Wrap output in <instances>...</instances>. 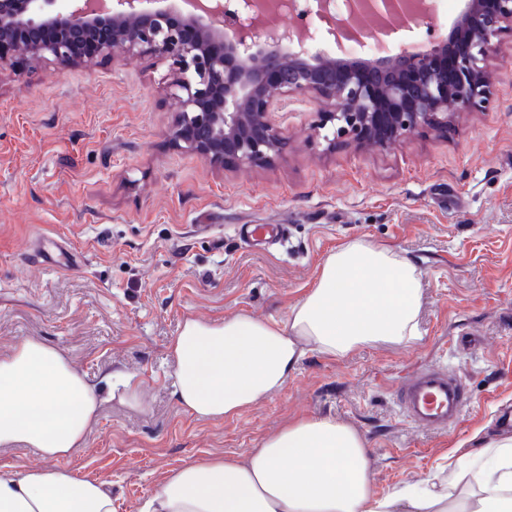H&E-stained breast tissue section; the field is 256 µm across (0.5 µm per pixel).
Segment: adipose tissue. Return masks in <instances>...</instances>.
I'll use <instances>...</instances> for the list:
<instances>
[{"label":"adipose tissue","mask_w":512,"mask_h":512,"mask_svg":"<svg viewBox=\"0 0 512 512\" xmlns=\"http://www.w3.org/2000/svg\"><path fill=\"white\" fill-rule=\"evenodd\" d=\"M421 272L404 253L362 239L324 259L315 284L285 320L239 314L186 319L169 345L173 396L199 421H220L281 392L308 351L342 359L379 344L419 339ZM131 376L90 382L58 348L37 340L0 356V447L23 444L41 467L0 465V512H115L106 482L65 462ZM447 457L448 479L404 484L381 497L369 450L330 416L289 421L247 456L208 454L169 469L138 512H512V435L476 430Z\"/></svg>","instance_id":"adipose-tissue-1"}]
</instances>
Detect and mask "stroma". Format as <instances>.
<instances>
[{
    "label": "stroma",
    "mask_w": 512,
    "mask_h": 512,
    "mask_svg": "<svg viewBox=\"0 0 512 512\" xmlns=\"http://www.w3.org/2000/svg\"><path fill=\"white\" fill-rule=\"evenodd\" d=\"M465 0H432L395 46L448 34ZM491 96L447 135L425 128L385 148L328 144L314 102L279 121L271 163L217 167L176 146L175 76L147 54L61 72L0 71V353L27 338L62 350L90 381L135 376L139 402L106 404L67 465L137 512L160 476L204 454H248L303 415H332L367 440L378 495L433 477L441 456L512 409V34L487 64ZM243 224H283L279 243ZM78 255L30 263L39 238ZM365 239L415 258L420 339L337 360L307 352L279 394L232 420L201 422L173 391L168 346L185 319L281 320L336 247ZM460 375L474 406L448 432L398 412L406 369Z\"/></svg>",
    "instance_id": "35a3bbf8"
}]
</instances>
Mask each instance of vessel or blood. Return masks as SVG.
<instances>
[{
	"label": "vessel or blood",
	"mask_w": 512,
	"mask_h": 512,
	"mask_svg": "<svg viewBox=\"0 0 512 512\" xmlns=\"http://www.w3.org/2000/svg\"><path fill=\"white\" fill-rule=\"evenodd\" d=\"M395 400L404 419L428 433L446 431L472 406L462 379L433 368L404 377Z\"/></svg>",
	"instance_id": "vessel-or-blood-1"
}]
</instances>
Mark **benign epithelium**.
Wrapping results in <instances>:
<instances>
[{
	"label": "benign epithelium",
	"instance_id": "obj_1",
	"mask_svg": "<svg viewBox=\"0 0 512 512\" xmlns=\"http://www.w3.org/2000/svg\"><path fill=\"white\" fill-rule=\"evenodd\" d=\"M282 0H0V71L22 53L64 71L85 62L80 47L96 40L99 57L151 54L175 73L179 119L173 139L210 164H265L280 151L272 120L298 100H313L317 135L334 144L385 147L422 128L446 133L455 112L489 93L487 61L512 31V0H469L448 33L460 50L454 68L440 69L435 51L404 49L372 58L311 53L306 42L379 41L366 16L428 19L427 0H306L320 26L307 35L274 22Z\"/></svg>",
	"mask_w": 512,
	"mask_h": 512
}]
</instances>
